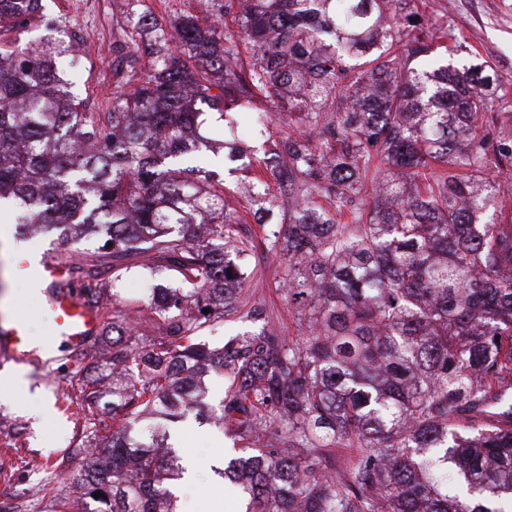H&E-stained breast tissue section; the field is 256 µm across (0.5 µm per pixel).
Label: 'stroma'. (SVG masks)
I'll list each match as a JSON object with an SVG mask.
<instances>
[{
    "mask_svg": "<svg viewBox=\"0 0 512 512\" xmlns=\"http://www.w3.org/2000/svg\"><path fill=\"white\" fill-rule=\"evenodd\" d=\"M49 16H63L77 27L82 41L80 71L72 89L87 106L107 111L112 101V64L103 53L117 24L130 23L142 11H152L161 22L174 15L204 16L202 0H43ZM424 17L440 20L448 29V45L454 46V65L488 63L504 97L495 99L498 122L512 134V0H418ZM17 240L0 243V327L24 318L29 337L37 343L53 342L55 321L32 289L18 261ZM33 256H51L74 265L81 248L58 232L38 234L25 244ZM252 277L247 287L253 302L275 315L282 336H295L297 327L288 299L282 291L284 264L278 257L254 248L249 259ZM99 281L114 290L118 307L150 326L154 280L139 267L122 270L111 259L96 261ZM96 349L82 360L55 344V354L37 365L16 366L0 362V457L10 462L8 476H0V512H43L44 486L59 471L71 470L82 478L89 457L78 454L75 437L83 424L77 405L71 404L83 384L94 380L99 359L112 344V323L104 321ZM23 371L27 393H18L10 376ZM170 443L181 462H195L197 478L180 490L181 512H236L239 489L219 478L217 469L238 457L237 437L194 414L177 423Z\"/></svg>",
    "mask_w": 512,
    "mask_h": 512,
    "instance_id": "1",
    "label": "stroma"
}]
</instances>
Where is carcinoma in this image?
<instances>
[{"mask_svg":"<svg viewBox=\"0 0 512 512\" xmlns=\"http://www.w3.org/2000/svg\"><path fill=\"white\" fill-rule=\"evenodd\" d=\"M205 5L208 19L170 32L150 11L119 26L112 105L92 112L60 73L69 20L30 42L42 0H0V209L20 238L39 224L178 279L157 289L150 332L113 313L109 394L125 422L93 455L82 512H179L166 425L188 411L244 442L216 474L245 512H512V223L497 201L512 139L490 132V76L415 64L448 35L416 0ZM259 97L290 120L255 163L289 192L255 176L241 211L185 162L215 146L197 104L224 123ZM220 147L230 162L252 154L235 135ZM255 206L288 212L263 245L285 264L297 336L269 318L211 347L200 333L213 324L262 315L246 289L254 243L238 233ZM78 270L100 307L95 264ZM212 371L227 381L216 406ZM102 398L77 396L89 448ZM328 448L356 455L340 471ZM44 497L71 512L61 491Z\"/></svg>","mask_w":512,"mask_h":512,"instance_id":"cac0c4a2","label":"carcinoma"}]
</instances>
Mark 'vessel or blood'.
<instances>
[{
	"instance_id": "1",
	"label": "vessel or blood",
	"mask_w": 512,
	"mask_h": 512,
	"mask_svg": "<svg viewBox=\"0 0 512 512\" xmlns=\"http://www.w3.org/2000/svg\"><path fill=\"white\" fill-rule=\"evenodd\" d=\"M31 271L48 311L54 316L62 344L78 350L99 334L100 312L84 304L77 290L67 287L69 272L65 265L47 257L32 265ZM0 358L17 364L38 362V349L27 340L24 323L0 328Z\"/></svg>"
}]
</instances>
